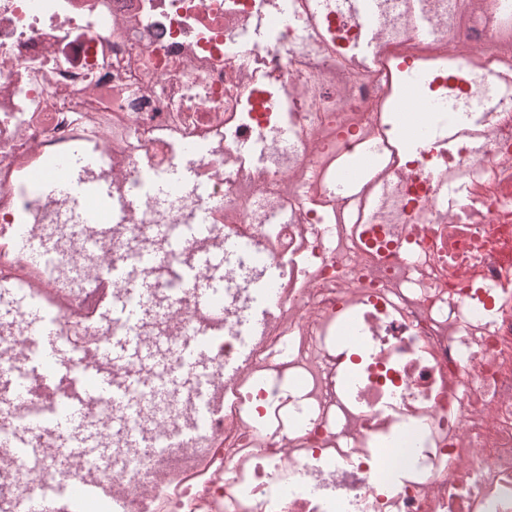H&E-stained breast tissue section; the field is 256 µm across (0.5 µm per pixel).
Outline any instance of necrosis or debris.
Returning a JSON list of instances; mask_svg holds the SVG:
<instances>
[{
	"mask_svg": "<svg viewBox=\"0 0 512 512\" xmlns=\"http://www.w3.org/2000/svg\"><path fill=\"white\" fill-rule=\"evenodd\" d=\"M452 0H376L377 57L356 54L363 23L349 0H0V230L24 224L48 241L47 281L94 287L100 253L191 261L235 237L224 255V306L153 289L168 360L182 340L213 336L203 383L217 409L207 433L192 394L140 403L157 428L111 468L70 461L49 429L31 432L41 468L0 454V488L15 512L50 477L93 479L125 512H512V471L493 489L462 485L455 444L474 475L512 455V420L496 440L484 412L512 411V370L495 344L512 340V56L493 33L464 76L471 43L441 25ZM421 75L415 112L440 135L418 157L393 133L404 75ZM95 156L85 180L137 206L109 235L82 226L83 207L35 191L24 157L52 178L56 157ZM374 160L346 195L336 181L366 151ZM189 178L162 196L148 186L175 164ZM457 193L454 205L440 196ZM212 229L170 252L158 226ZM355 228L367 258L344 264L336 227ZM486 288L471 297V283ZM259 442L216 454L232 428ZM66 461L59 470L58 461Z\"/></svg>",
	"mask_w": 512,
	"mask_h": 512,
	"instance_id": "obj_1",
	"label": "necrosis or debris"
}]
</instances>
